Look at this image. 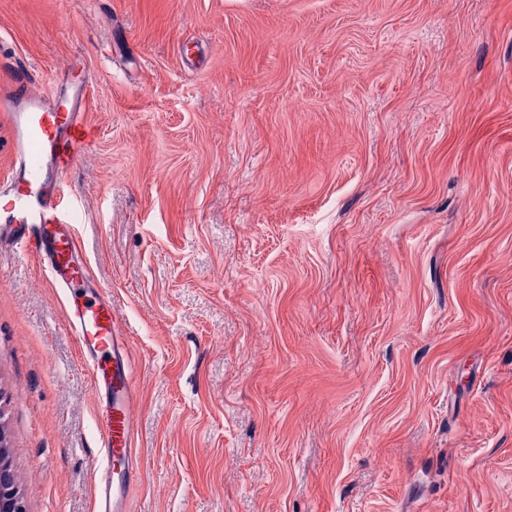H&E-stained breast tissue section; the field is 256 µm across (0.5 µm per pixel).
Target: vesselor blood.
I'll return each instance as SVG.
<instances>
[{"label":"vessel or blood","mask_w":512,"mask_h":512,"mask_svg":"<svg viewBox=\"0 0 512 512\" xmlns=\"http://www.w3.org/2000/svg\"><path fill=\"white\" fill-rule=\"evenodd\" d=\"M0 85V112L11 119L15 175L0 192V249L29 247L45 254L52 281L77 291L87 277L78 261L73 227L59 212L60 186L79 154L90 144L91 131L83 119L89 82L62 80L53 102L31 91L25 68H8ZM70 325L82 351L93 356L95 383L121 391L123 402L113 408L99 435L106 465L116 474L104 475L98 487L100 512H119L140 474L133 444L134 385L127 358L116 352L119 324L109 304L70 301Z\"/></svg>","instance_id":"1"}]
</instances>
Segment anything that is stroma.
Returning a JSON list of instances; mask_svg holds the SVG:
<instances>
[{
    "label": "stroma",
    "mask_w": 512,
    "mask_h": 512,
    "mask_svg": "<svg viewBox=\"0 0 512 512\" xmlns=\"http://www.w3.org/2000/svg\"><path fill=\"white\" fill-rule=\"evenodd\" d=\"M0 57L92 77L63 185L119 321L127 512H512V0H0ZM0 252L25 512H97L104 402Z\"/></svg>",
    "instance_id": "obj_1"
}]
</instances>
